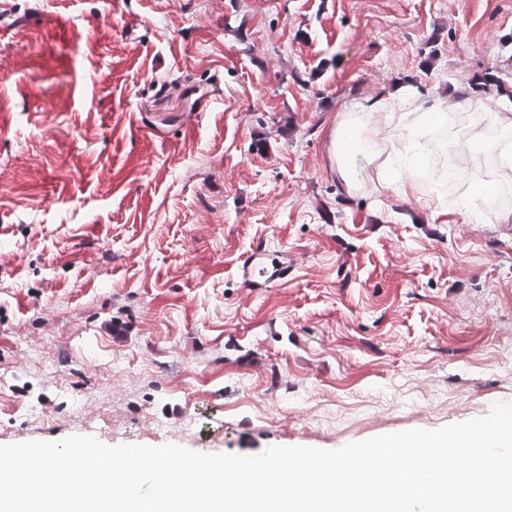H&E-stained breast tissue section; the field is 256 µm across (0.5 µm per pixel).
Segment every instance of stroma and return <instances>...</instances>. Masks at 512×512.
<instances>
[{"label": "stroma", "mask_w": 512, "mask_h": 512, "mask_svg": "<svg viewBox=\"0 0 512 512\" xmlns=\"http://www.w3.org/2000/svg\"><path fill=\"white\" fill-rule=\"evenodd\" d=\"M487 68L512 90V0H0V445L336 449L512 402V206L333 154ZM260 241L288 284L244 286ZM380 106L378 102H372L368 105V112H362L359 116H349L343 119L338 126V131L347 139L351 129L354 126L365 130L368 134L371 129L378 127L385 122V113L378 112ZM347 148L352 151L359 150V141L354 137L348 138Z\"/></svg>", "instance_id": "stroma-1"}]
</instances>
